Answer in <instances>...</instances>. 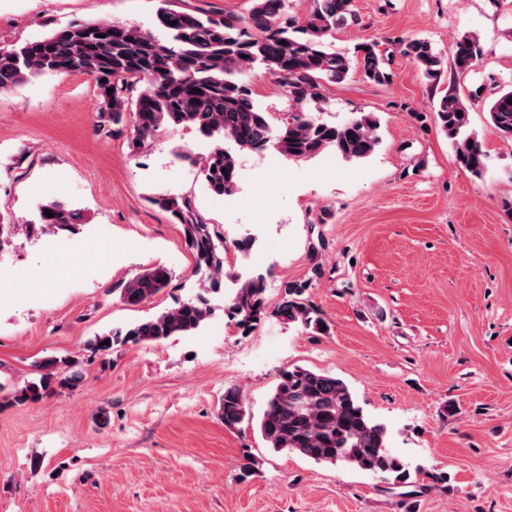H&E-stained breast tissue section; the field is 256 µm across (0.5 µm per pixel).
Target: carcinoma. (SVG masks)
<instances>
[{
  "label": "carcinoma",
  "instance_id": "1",
  "mask_svg": "<svg viewBox=\"0 0 512 512\" xmlns=\"http://www.w3.org/2000/svg\"><path fill=\"white\" fill-rule=\"evenodd\" d=\"M156 25L162 36L120 22L82 21L49 35L0 48V93L33 78L81 74L94 83L99 106L95 131L106 137L127 134L137 151L168 128H193L218 143L202 159L190 151L178 157L199 166L202 180L216 197L233 195L237 188L239 155L268 149L294 161L333 153L347 161L369 158L379 144L376 118L359 113L341 123H328L303 108L321 100L329 83L346 80L351 57L332 50L327 38L352 18V0H310L301 19L288 15L286 0H253L248 18L200 16L169 7L159 0ZM176 25H171V22ZM402 53L423 75L439 78L443 60L429 41H400ZM480 56L478 39L465 33L453 46L454 66L473 67ZM364 78L375 83L388 79L380 44L356 48ZM262 66L275 77L297 104L288 121L273 127L257 103L250 71ZM112 93H107L108 89ZM489 116L500 134L512 138V90L498 95ZM434 119L454 149L457 165L475 176L487 169L484 141L468 130L469 112L462 99L448 92L434 105ZM151 202L182 225L194 260V272L208 275L210 288L219 287L224 267V236L210 224L193 218L186 200L157 197ZM53 216H46V212ZM36 223L68 229L84 223V213L57 199L41 203ZM172 277L164 267L141 270L121 289V299L139 306L169 287ZM306 285L290 284L276 304L265 295L264 278L241 282L227 307V316L248 333L261 320L275 318L317 333L325 320L303 298ZM211 315L203 296L154 317L94 337L93 353L110 354L127 344L161 342L198 329ZM39 378L28 382L14 400L38 402L57 391L73 392L84 382L78 360L48 359L38 365ZM248 413L239 387L224 388L221 419L224 428L237 431ZM259 432L275 451L286 450L317 463L345 464L380 475L395 484L410 479L404 461L387 447V430L363 411L348 385L329 374L296 366L279 375L277 385L257 422Z\"/></svg>",
  "mask_w": 512,
  "mask_h": 512
}]
</instances>
